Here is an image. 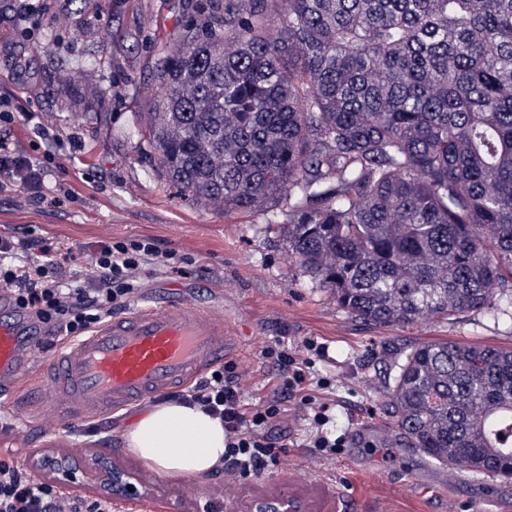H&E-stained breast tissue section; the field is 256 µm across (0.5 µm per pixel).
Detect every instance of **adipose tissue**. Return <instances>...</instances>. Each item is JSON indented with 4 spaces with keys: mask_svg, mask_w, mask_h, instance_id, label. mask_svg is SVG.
Wrapping results in <instances>:
<instances>
[{
    "mask_svg": "<svg viewBox=\"0 0 512 512\" xmlns=\"http://www.w3.org/2000/svg\"><path fill=\"white\" fill-rule=\"evenodd\" d=\"M127 448L151 467L202 477L224 459L223 422L178 400L156 405L125 433Z\"/></svg>",
    "mask_w": 512,
    "mask_h": 512,
    "instance_id": "1",
    "label": "adipose tissue"
}]
</instances>
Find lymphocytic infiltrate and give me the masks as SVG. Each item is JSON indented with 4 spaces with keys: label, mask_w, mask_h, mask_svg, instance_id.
<instances>
[{
    "label": "lymphocytic infiltrate",
    "mask_w": 512,
    "mask_h": 512,
    "mask_svg": "<svg viewBox=\"0 0 512 512\" xmlns=\"http://www.w3.org/2000/svg\"><path fill=\"white\" fill-rule=\"evenodd\" d=\"M29 114V109L0 98V193L22 189L36 202L43 196L47 172L57 154L47 147L38 156L17 145L14 126ZM37 248V260H21L13 238L0 236V292L8 294L17 309L45 326L51 346L86 335L95 324L109 318L121 300L137 288L145 264L164 268L177 262L174 253L159 251L150 238L110 240L95 250L86 285L75 286L66 274L71 247L48 239L38 241ZM316 349L310 339L298 350L267 347L261 355L274 359L287 371L282 393L300 397L302 404L313 406L309 445L323 458L336 454L344 440L333 437L325 428L328 406L319 402L318 396L327 384L311 373V354ZM245 376L237 363L229 361L179 395L182 402L200 406L223 422L224 480L231 488L241 479L260 476L277 464L279 450L271 431L285 420L278 399L250 408L243 405L240 390ZM0 512H110V505L64 496L48 482L32 478L12 462L0 459Z\"/></svg>",
    "instance_id": "lymphocytic-infiltrate-1"
}]
</instances>
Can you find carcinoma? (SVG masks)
<instances>
[{"label": "carcinoma", "mask_w": 512, "mask_h": 512, "mask_svg": "<svg viewBox=\"0 0 512 512\" xmlns=\"http://www.w3.org/2000/svg\"><path fill=\"white\" fill-rule=\"evenodd\" d=\"M156 81L170 185L288 193L291 259L348 315H512V0H206ZM381 373L408 447L512 479V350L407 343Z\"/></svg>", "instance_id": "cac0c4a2"}]
</instances>
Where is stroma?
I'll use <instances>...</instances> for the list:
<instances>
[{
    "label": "stroma",
    "instance_id": "obj_1",
    "mask_svg": "<svg viewBox=\"0 0 512 512\" xmlns=\"http://www.w3.org/2000/svg\"><path fill=\"white\" fill-rule=\"evenodd\" d=\"M200 0H29L18 15L15 0H0V95L33 106L35 119L64 149L46 180L44 200L25 191L0 195V235L21 241L53 239L73 250L68 264L81 278L101 242L152 238L177 253L176 268L146 267L141 285L121 303L184 299L223 308L242 342L233 360L248 370L246 406L276 397L281 373L260 355L264 347L325 348L313 373L328 381L331 433L345 437L340 453L314 459L307 446L309 407L280 397L289 424L275 428L280 450L271 472L226 491L223 471L204 479L149 467L126 448V428L151 407L137 402L115 414L81 423L62 421L30 398L0 401V456L13 458L32 477L56 482L52 460L80 463L67 492L103 498L106 469L134 476L137 498L112 497V512H254L258 503L292 501L296 512H336V486L313 481L314 472L345 476L359 461L366 478L358 502L371 498L380 512H411L395 487L408 476L476 501L493 512L492 499L512 496L500 478L461 472L448 483L449 465L397 445L395 426L382 409L383 384L375 370L401 341H452L512 349V319L467 313L447 321L374 326L343 312L332 293L314 282L288 253L282 231L288 204L269 212L227 214L207 199H183L156 166L144 133L158 96L155 75L163 46L179 41L199 20ZM70 189L60 199L57 185Z\"/></svg>",
    "mask_w": 512,
    "mask_h": 512
}]
</instances>
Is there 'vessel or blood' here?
Instances as JSON below:
<instances>
[{"instance_id":"vessel-or-blood-1","label":"vessel or blood","mask_w":512,"mask_h":512,"mask_svg":"<svg viewBox=\"0 0 512 512\" xmlns=\"http://www.w3.org/2000/svg\"><path fill=\"white\" fill-rule=\"evenodd\" d=\"M44 333L0 301V399H14ZM222 310L172 299L138 305L68 343L41 371L40 400L67 422L104 417L187 386L237 350Z\"/></svg>"}]
</instances>
